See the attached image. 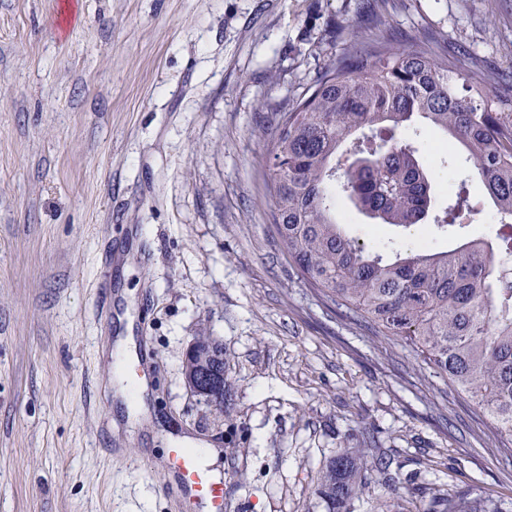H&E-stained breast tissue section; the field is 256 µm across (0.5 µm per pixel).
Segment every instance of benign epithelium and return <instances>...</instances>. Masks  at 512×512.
Here are the masks:
<instances>
[{"mask_svg": "<svg viewBox=\"0 0 512 512\" xmlns=\"http://www.w3.org/2000/svg\"><path fill=\"white\" fill-rule=\"evenodd\" d=\"M183 375L190 392L203 402L216 403L224 398V361L216 343L193 340L185 352Z\"/></svg>", "mask_w": 512, "mask_h": 512, "instance_id": "benign-epithelium-1", "label": "benign epithelium"}]
</instances>
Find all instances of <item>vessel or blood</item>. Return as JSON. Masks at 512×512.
I'll return each instance as SVG.
<instances>
[{
	"mask_svg": "<svg viewBox=\"0 0 512 512\" xmlns=\"http://www.w3.org/2000/svg\"><path fill=\"white\" fill-rule=\"evenodd\" d=\"M169 460L175 478L167 483L166 491L182 512H224L227 486L208 477L195 453L177 446L171 448Z\"/></svg>",
	"mask_w": 512,
	"mask_h": 512,
	"instance_id": "vessel-or-blood-1",
	"label": "vessel or blood"
}]
</instances>
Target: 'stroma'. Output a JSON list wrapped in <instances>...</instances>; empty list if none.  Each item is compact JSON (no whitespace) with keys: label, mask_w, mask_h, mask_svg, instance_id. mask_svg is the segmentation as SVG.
<instances>
[{"label":"stroma","mask_w":512,"mask_h":512,"mask_svg":"<svg viewBox=\"0 0 512 512\" xmlns=\"http://www.w3.org/2000/svg\"><path fill=\"white\" fill-rule=\"evenodd\" d=\"M371 29L512 87V0H0V512H179L182 438L219 450L226 512H328L343 450L369 464L347 512L467 489L512 512L488 417L271 235L273 114ZM127 335L138 422L108 386ZM199 336L224 347L220 413L184 382Z\"/></svg>","instance_id":"1"}]
</instances>
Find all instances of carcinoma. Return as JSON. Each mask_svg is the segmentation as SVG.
<instances>
[{
    "label": "carcinoma",
    "instance_id": "1",
    "mask_svg": "<svg viewBox=\"0 0 512 512\" xmlns=\"http://www.w3.org/2000/svg\"><path fill=\"white\" fill-rule=\"evenodd\" d=\"M507 105L429 46L398 49L375 33L331 62L292 109L275 113L265 189L274 239L309 286L372 334L401 339L496 424L512 456V276L495 260L512 252V228L448 251L414 246L405 253L387 244L370 250L341 229L355 214L404 231L427 223L437 183L433 161L416 147L424 130L444 135L448 164L463 160L446 223L475 212L467 189L474 180L501 220H512ZM338 187L349 205L342 215ZM367 472V462L348 452L329 462L317 486L329 512H345L368 486ZM424 512L491 510L453 492Z\"/></svg>",
    "mask_w": 512,
    "mask_h": 512
}]
</instances>
